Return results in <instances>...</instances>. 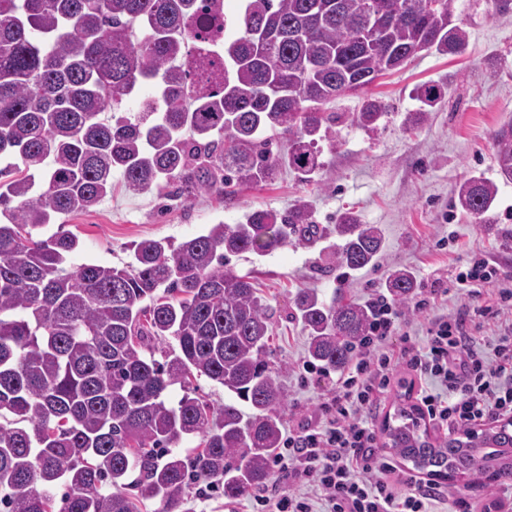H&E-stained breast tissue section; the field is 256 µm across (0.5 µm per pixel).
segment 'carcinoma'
I'll return each instance as SVG.
<instances>
[{
    "label": "carcinoma",
    "instance_id": "1",
    "mask_svg": "<svg viewBox=\"0 0 512 512\" xmlns=\"http://www.w3.org/2000/svg\"><path fill=\"white\" fill-rule=\"evenodd\" d=\"M378 1L389 20L376 27ZM210 2L0 0V158L13 160L0 168V512H54L59 484L60 512H138L155 498L178 512L191 476L221 483L227 499L265 484L288 401L268 359L273 306L225 261L333 234L336 262L359 270L383 242L352 211L327 230L306 201L177 246L144 239L121 268H68L77 236L34 231L99 206L115 172L130 192L183 198L267 183L283 165L314 180L328 172L320 143L343 119L322 111L336 89L355 82L365 94L422 51L467 47L455 0L430 13L423 0H244L224 53L196 66L198 42L228 30ZM144 83L155 96L134 118L116 116ZM414 96L432 108L445 90L426 82ZM385 115L368 98L351 121L373 131ZM494 144L511 183V120ZM497 193L471 176L456 202L489 224ZM387 288L404 303L416 277L399 272ZM291 315L328 371L346 365L371 321L341 289L299 291ZM197 377L224 386V405L191 396ZM176 383L184 395L171 403ZM420 427L407 403L384 425L385 446L412 469L481 490L512 482V421L435 440ZM196 435L200 447L181 455Z\"/></svg>",
    "mask_w": 512,
    "mask_h": 512
}]
</instances>
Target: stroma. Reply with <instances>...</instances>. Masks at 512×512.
<instances>
[{
  "mask_svg": "<svg viewBox=\"0 0 512 512\" xmlns=\"http://www.w3.org/2000/svg\"><path fill=\"white\" fill-rule=\"evenodd\" d=\"M468 47L460 55L421 52L402 67L379 77L367 94H349L327 104L328 112L360 111L366 97L381 100L388 115L374 131L339 125L335 148L325 149L326 181L301 182L288 168L260 186L230 195L202 193L191 199H161L156 193H129L120 175L112 177V196L93 211L66 217L63 230L77 236L71 264L100 263L121 267L131 259L133 242L153 238L180 243L210 225L245 221L255 210L283 212L298 199L310 202L314 220L335 224L337 215L355 211L361 223L383 232L373 265L357 271L333 266L331 251L288 245L266 256L246 253L231 267L251 276L275 311L270 335L271 361L284 367L280 382L288 394L282 413L285 427L315 414L323 388L304 383L307 337L290 318L293 298L302 288L319 294L346 288L358 301L382 291L394 271H413L414 299L435 298L440 310L463 302L448 276L466 264L472 251H484L512 272V183L500 184L495 224H481L454 203L456 184L472 175L498 178L493 134L512 119V9L500 11L494 0H455ZM447 85L444 100L424 112L414 128L403 125L406 113L421 110L411 92L421 83ZM422 111V110H421ZM330 266L321 274L322 266Z\"/></svg>",
  "mask_w": 512,
  "mask_h": 512,
  "instance_id": "1",
  "label": "stroma"
}]
</instances>
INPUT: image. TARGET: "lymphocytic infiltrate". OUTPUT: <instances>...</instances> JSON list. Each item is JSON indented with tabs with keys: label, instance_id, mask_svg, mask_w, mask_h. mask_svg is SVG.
I'll return each mask as SVG.
<instances>
[{
	"label": "lymphocytic infiltrate",
	"instance_id": "1",
	"mask_svg": "<svg viewBox=\"0 0 512 512\" xmlns=\"http://www.w3.org/2000/svg\"><path fill=\"white\" fill-rule=\"evenodd\" d=\"M469 299L452 314L427 318L424 339L404 336L387 343L400 313L392 295L371 302L370 331L323 397L315 421L290 430L273 463L287 490H252L255 512H460L464 500L431 480L409 478L399 488L387 479L395 465L376 450L372 409L398 369L419 381L421 412L452 431L490 419L512 417V275L477 252L455 275Z\"/></svg>",
	"mask_w": 512,
	"mask_h": 512
}]
</instances>
